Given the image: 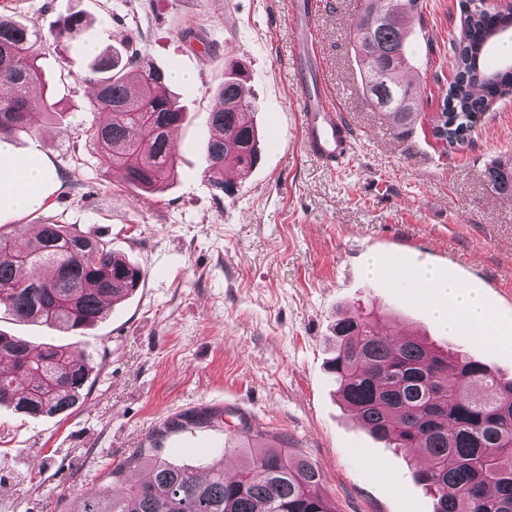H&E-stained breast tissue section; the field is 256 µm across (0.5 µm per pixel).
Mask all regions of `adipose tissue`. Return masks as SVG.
Returning a JSON list of instances; mask_svg holds the SVG:
<instances>
[{"label": "adipose tissue", "instance_id": "ef3b65f1", "mask_svg": "<svg viewBox=\"0 0 512 512\" xmlns=\"http://www.w3.org/2000/svg\"><path fill=\"white\" fill-rule=\"evenodd\" d=\"M52 170L40 154L15 155L0 141V213L16 212L39 205ZM451 311H439L442 324L469 330L473 336L487 335L491 315L481 298L456 286L447 289Z\"/></svg>", "mask_w": 512, "mask_h": 512}]
</instances>
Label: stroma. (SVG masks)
Wrapping results in <instances>:
<instances>
[{
    "mask_svg": "<svg viewBox=\"0 0 512 512\" xmlns=\"http://www.w3.org/2000/svg\"><path fill=\"white\" fill-rule=\"evenodd\" d=\"M292 0H0V16L52 24L79 14L73 39L36 45L48 102L11 138L37 152L55 178L42 204L0 216V231L73 224L138 266L143 282L83 333L0 319V331L86 354L93 367L80 403L57 417L0 406V512H77L84 492L110 487L123 463L156 430L169 462L235 474L227 448L241 422L284 438L322 475L338 512H434L406 457L385 447L340 402L326 364L333 325L354 307L386 313L395 331L451 346L512 376V204L484 180L512 154V99L494 103L472 143L441 155L423 134L441 87L453 77L449 40L459 0H423L425 32H413L406 74L424 91L411 134L364 97L352 49L360 0H311L312 22ZM308 38L335 111L355 135L351 159L333 168L302 143L294 42ZM97 49L134 44L166 72L188 112L175 134V177L143 196L85 147L78 130L103 124L87 106L84 74ZM239 63L258 105L260 157L223 187L203 170L213 88ZM431 270L479 292L494 336L465 338L437 326L433 300L413 286ZM216 413L183 428L184 414Z\"/></svg>",
    "mask_w": 512,
    "mask_h": 512,
    "instance_id": "obj_1",
    "label": "stroma"
}]
</instances>
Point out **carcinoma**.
<instances>
[{
  "instance_id": "carcinoma-1",
  "label": "carcinoma",
  "mask_w": 512,
  "mask_h": 512,
  "mask_svg": "<svg viewBox=\"0 0 512 512\" xmlns=\"http://www.w3.org/2000/svg\"><path fill=\"white\" fill-rule=\"evenodd\" d=\"M82 24L74 15L44 35L0 16V138L27 127L28 98L44 97L36 44L72 38ZM415 26L426 36L420 0H363L362 23L353 33L364 95L404 132L418 115L421 92L396 74L411 63L407 36ZM500 32L486 9L461 4L450 43L455 75L428 124L443 153L469 142L475 116L494 99L512 96V65L489 70L481 64ZM242 76V68L232 66L215 90L224 109L211 113L204 173L217 185L224 184L226 167L251 168L259 158L258 107L239 96ZM164 79L130 43L104 51L84 76L90 107L110 115L108 123L83 130L86 142L125 185L147 194L174 173L171 134L186 120L178 96L158 93ZM484 179L493 192L512 195V156L486 166ZM43 268L54 270L52 278L36 275ZM142 279L140 268L74 226L38 224L23 246L0 234V313L18 322L87 329L103 318L105 303L132 294ZM333 333L328 370L340 399L375 439L424 458L413 477L436 497L435 512H512V378L459 350L397 336L357 311L337 319ZM31 349L24 337L0 332V357L11 362L0 370V403L47 417L74 408L88 383L89 359L52 344L35 357ZM162 435L114 467L112 488L86 493L79 512H336L321 493L318 469L289 455L287 442L276 444L246 422L232 448L246 449L247 458L231 480L218 463L207 465L201 479L167 462ZM126 467L142 471L128 486Z\"/></svg>"
}]
</instances>
